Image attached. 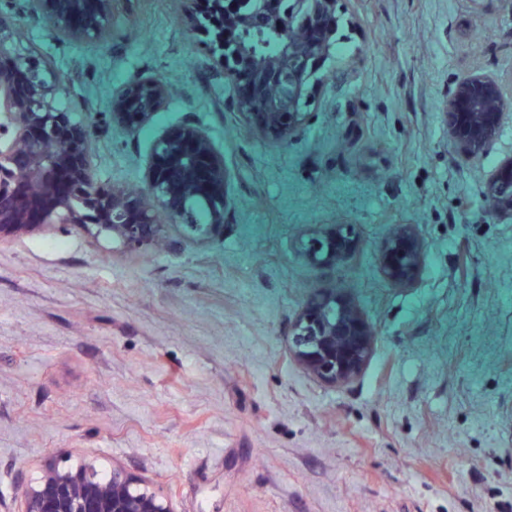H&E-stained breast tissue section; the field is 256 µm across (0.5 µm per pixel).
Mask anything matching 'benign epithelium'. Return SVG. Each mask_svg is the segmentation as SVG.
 Returning <instances> with one entry per match:
<instances>
[{
  "mask_svg": "<svg viewBox=\"0 0 512 512\" xmlns=\"http://www.w3.org/2000/svg\"><path fill=\"white\" fill-rule=\"evenodd\" d=\"M351 0H181L187 29L201 35L211 69L236 87L250 75L246 95L227 105L270 144L288 143L309 117L318 73L338 29L336 7ZM30 13L55 34L73 41L102 38L112 19V0H27ZM12 26L0 17V241L44 224L96 228L123 249H167L170 224H183L215 240L230 212L228 175L202 126L191 116L155 143L144 185L104 189L87 160L91 124L60 112L61 80L36 56L10 54ZM169 88L156 76H135L112 96L108 120L134 137L168 103ZM504 115L497 84L480 75L460 80L444 120L463 157H475L496 138ZM495 216L512 219V159L487 185ZM207 222H197L199 210ZM359 247L352 224H321L308 234L304 258L332 268ZM423 251L417 225L399 224L380 254L384 277L409 286ZM376 332L359 307L334 288L309 297L288 332L294 364L331 386L355 382L372 356ZM18 512H176L173 501L121 465L106 471L91 461L62 465L49 460L26 486Z\"/></svg>",
  "mask_w": 512,
  "mask_h": 512,
  "instance_id": "obj_1",
  "label": "benign epithelium"
}]
</instances>
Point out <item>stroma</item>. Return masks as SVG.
Segmentation results:
<instances>
[{
  "mask_svg": "<svg viewBox=\"0 0 512 512\" xmlns=\"http://www.w3.org/2000/svg\"><path fill=\"white\" fill-rule=\"evenodd\" d=\"M0 0L9 50L62 79L61 111L93 123L102 186L137 185L155 138L193 115L224 158L222 239L173 226L139 254L77 224L0 242V512L47 460L119 464L177 512H512V221L485 189L512 157V0H352L312 114L274 147L232 94L178 0H112L97 42L57 38ZM173 88L138 137L102 124L136 75ZM497 81V139L459 161L443 120L455 85ZM354 225L360 251L303 260L316 224ZM417 225L422 266L389 282L379 247ZM377 331L347 387L288 355V330L324 284Z\"/></svg>",
  "mask_w": 512,
  "mask_h": 512,
  "instance_id": "stroma-1",
  "label": "stroma"
}]
</instances>
